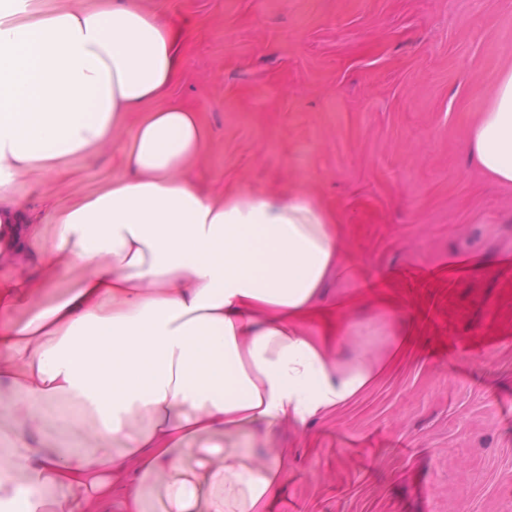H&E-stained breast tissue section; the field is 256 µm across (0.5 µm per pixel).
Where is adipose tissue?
<instances>
[{
    "label": "adipose tissue",
    "instance_id": "obj_1",
    "mask_svg": "<svg viewBox=\"0 0 512 512\" xmlns=\"http://www.w3.org/2000/svg\"><path fill=\"white\" fill-rule=\"evenodd\" d=\"M182 44L140 0H0V246L29 257L41 234L18 178L93 158L139 119L125 173L48 208L54 258L40 281L85 270L28 319V289L0 288V382L40 423L67 402L93 417L103 446L50 452L18 440L0 458V512H271L285 451L255 446L281 425L308 427L348 405L402 356L407 334L376 298L386 357L350 346L358 324L326 304L346 259L335 207L294 191L226 187L191 176L207 145L198 112L173 96ZM472 162L512 184V71L468 132ZM224 438L221 457L183 470L196 441Z\"/></svg>",
    "mask_w": 512,
    "mask_h": 512
}]
</instances>
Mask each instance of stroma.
Returning a JSON list of instances; mask_svg holds the SVG:
<instances>
[{
    "label": "stroma",
    "mask_w": 512,
    "mask_h": 512,
    "mask_svg": "<svg viewBox=\"0 0 512 512\" xmlns=\"http://www.w3.org/2000/svg\"><path fill=\"white\" fill-rule=\"evenodd\" d=\"M183 28L177 94L209 133L193 177L334 204L357 258L329 280L389 297L408 352L356 403L273 447L272 512H512V185L469 160L467 130L512 69V0H143ZM117 132L18 195L78 199L123 172ZM93 449L94 426L35 434L0 384V454Z\"/></svg>",
    "instance_id": "stroma-1"
}]
</instances>
